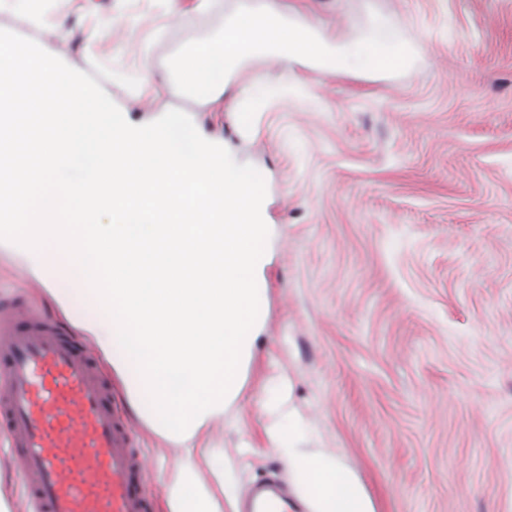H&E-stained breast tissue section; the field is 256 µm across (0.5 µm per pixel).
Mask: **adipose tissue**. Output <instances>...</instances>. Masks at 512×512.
Returning a JSON list of instances; mask_svg holds the SVG:
<instances>
[{
	"instance_id": "adipose-tissue-1",
	"label": "adipose tissue",
	"mask_w": 512,
	"mask_h": 512,
	"mask_svg": "<svg viewBox=\"0 0 512 512\" xmlns=\"http://www.w3.org/2000/svg\"><path fill=\"white\" fill-rule=\"evenodd\" d=\"M71 86L60 104L51 80L0 70V214L22 228L0 246L93 342L134 416L180 445L169 512H218L197 437L239 399L266 313L258 178L204 146L178 111L137 125ZM200 197L223 200L219 223H158L160 208ZM304 435L295 418L274 442L310 512H375L354 473L303 448Z\"/></svg>"
}]
</instances>
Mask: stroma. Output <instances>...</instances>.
<instances>
[{
    "instance_id": "35a3bbf8",
    "label": "stroma",
    "mask_w": 512,
    "mask_h": 512,
    "mask_svg": "<svg viewBox=\"0 0 512 512\" xmlns=\"http://www.w3.org/2000/svg\"><path fill=\"white\" fill-rule=\"evenodd\" d=\"M273 5L328 48L383 22L412 51L397 74L244 59L203 108L157 79L238 8ZM141 123L185 114L261 175L267 289L239 399L204 430L202 466L234 494L277 479L305 512L271 435L289 415L376 512H512V0H52L33 22L0 8V48L39 54ZM0 252V298L42 289ZM145 489L168 512L174 443L137 422Z\"/></svg>"
}]
</instances>
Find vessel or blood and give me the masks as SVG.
I'll return each instance as SVG.
<instances>
[{
    "label": "vessel or blood",
    "mask_w": 512,
    "mask_h": 512,
    "mask_svg": "<svg viewBox=\"0 0 512 512\" xmlns=\"http://www.w3.org/2000/svg\"><path fill=\"white\" fill-rule=\"evenodd\" d=\"M135 431L84 343L32 303L0 302V446L32 512H151Z\"/></svg>",
    "instance_id": "obj_1"
}]
</instances>
